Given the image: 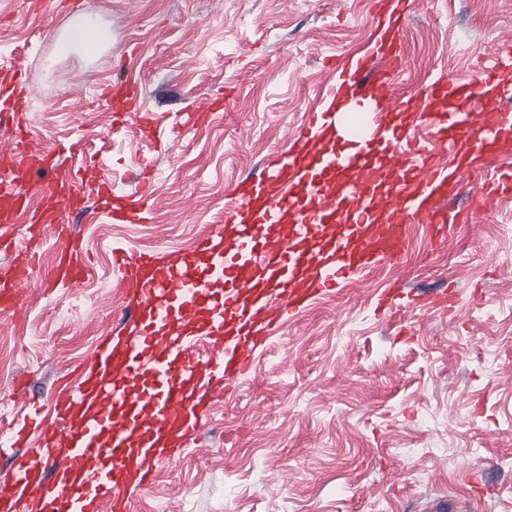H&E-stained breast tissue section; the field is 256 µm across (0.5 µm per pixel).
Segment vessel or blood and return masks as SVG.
Wrapping results in <instances>:
<instances>
[{
    "label": "vessel or blood",
    "instance_id": "b4317fda",
    "mask_svg": "<svg viewBox=\"0 0 512 512\" xmlns=\"http://www.w3.org/2000/svg\"><path fill=\"white\" fill-rule=\"evenodd\" d=\"M417 2L398 0L391 16L387 0H374L372 20L387 24V42L323 90L324 108L309 113L268 166L234 185L221 222L188 251L113 248L127 316L50 408L33 401L28 415L11 421L4 445L24 454L0 477V512L23 503L33 512H133L129 491L149 487L155 465L196 443L219 391L291 318L376 262L401 256L410 223L428 224L435 241L472 223L471 210L444 200L466 190L485 202L512 192V170L498 163L512 141V110L498 102L505 53L494 51L470 81L444 78L419 95L390 96L402 64L399 33ZM0 90V124L17 123L34 93L30 73L1 62ZM349 96L376 104L368 138L336 133L334 104ZM100 98L118 124L166 140L167 123L146 111L140 82L105 85ZM222 105V96L208 98L185 112V122L205 126ZM416 121L428 137L411 136ZM77 150L37 147L18 126L0 151V242L25 214L31 241L48 226L58 241L50 265L28 253L0 280L1 315L20 316L34 280L76 285L88 274L81 241L61 228L70 213L87 210L65 166ZM156 192L150 182L114 198L101 194L94 209L112 223L139 224Z\"/></svg>",
    "mask_w": 512,
    "mask_h": 512
}]
</instances>
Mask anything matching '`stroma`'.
Masks as SVG:
<instances>
[{"instance_id": "1", "label": "stroma", "mask_w": 512, "mask_h": 512, "mask_svg": "<svg viewBox=\"0 0 512 512\" xmlns=\"http://www.w3.org/2000/svg\"><path fill=\"white\" fill-rule=\"evenodd\" d=\"M110 33L96 58L58 51L27 0H0V61L31 63L38 89L23 120L37 144L80 142L104 181L138 184L155 160L158 192L142 224L71 216L94 256L74 287L30 288L27 315L0 316V416L23 414L12 379L50 403L57 376L87 357L123 308L113 245L182 249L224 214L227 186L259 169L316 105L336 73L327 57L369 47V0H82ZM512 0H435L401 32L393 89L467 79L501 37ZM133 73L152 111L176 118L222 87L229 105L161 150L137 129H115L99 84ZM446 249L427 225L409 227L400 257L378 263L288 322L237 394L217 400L197 444L136 492V512H427L447 498L466 512H512V194L460 225ZM399 282L401 332L378 306ZM438 297L452 313L430 309Z\"/></svg>"}]
</instances>
